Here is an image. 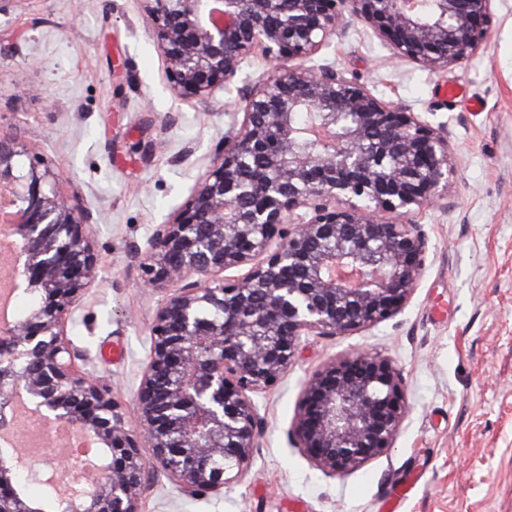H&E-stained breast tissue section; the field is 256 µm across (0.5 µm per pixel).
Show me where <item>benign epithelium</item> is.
<instances>
[{
  "label": "benign epithelium",
  "instance_id": "obj_1",
  "mask_svg": "<svg viewBox=\"0 0 512 512\" xmlns=\"http://www.w3.org/2000/svg\"><path fill=\"white\" fill-rule=\"evenodd\" d=\"M174 96L208 108L261 50L270 71L242 94L218 157L147 238L140 268L165 292L127 426L112 387L75 365L67 325L104 271L91 213L34 163L16 131L0 129V198L12 219L15 295L24 313L0 318V512H139L150 478L196 496L239 483L264 435L255 396L277 387L303 336H351L409 303L429 240L405 217L452 194L448 132L376 97L328 66L305 62L356 18L395 55L431 71L473 59L494 0H141ZM313 124L301 129L298 116ZM245 267L228 278L225 272ZM22 397L53 429L91 440L97 481L74 482L54 506L27 495L50 483L13 435ZM405 415L404 379L360 350L303 385L296 447L343 474L393 446ZM149 448L152 455L144 456Z\"/></svg>",
  "mask_w": 512,
  "mask_h": 512
}]
</instances>
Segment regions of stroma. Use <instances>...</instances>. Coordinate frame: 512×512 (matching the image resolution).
Returning <instances> with one entry per match:
<instances>
[{
    "mask_svg": "<svg viewBox=\"0 0 512 512\" xmlns=\"http://www.w3.org/2000/svg\"><path fill=\"white\" fill-rule=\"evenodd\" d=\"M493 12L485 48L461 67L396 57L358 20L316 55L447 129L452 195L414 217L429 239L425 271L394 318L302 337L257 399L265 432L238 486L193 498L162 479L145 487L141 512H512V0ZM451 86L464 95L447 97ZM216 98L206 110L173 96L140 0H0V127H20L93 215L106 271L68 337L132 428L164 296L142 288L137 250L222 147L231 100ZM359 349L400 370L406 415L387 453L327 474L293 445L296 404L314 371Z\"/></svg>",
    "mask_w": 512,
    "mask_h": 512,
    "instance_id": "stroma-1",
    "label": "stroma"
}]
</instances>
